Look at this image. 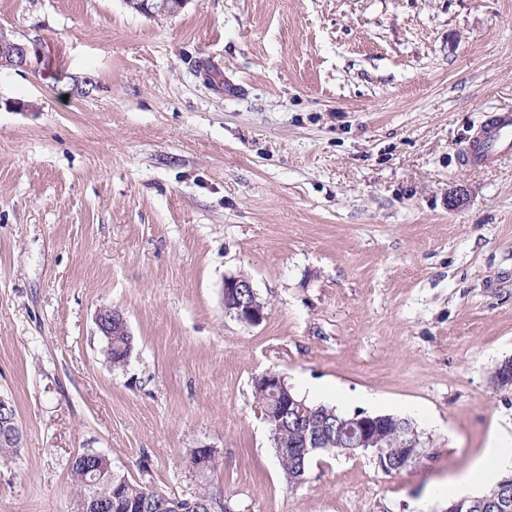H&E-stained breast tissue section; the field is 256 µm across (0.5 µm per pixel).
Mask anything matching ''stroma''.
Wrapping results in <instances>:
<instances>
[{
	"label": "stroma",
	"instance_id": "1",
	"mask_svg": "<svg viewBox=\"0 0 512 512\" xmlns=\"http://www.w3.org/2000/svg\"><path fill=\"white\" fill-rule=\"evenodd\" d=\"M0 28L40 49L0 70V394L23 431L0 512H72L87 450L230 512H441L430 487L512 424V155L461 159L512 105V0H0ZM240 274L259 325L224 311ZM270 371L409 419L427 460L319 453L290 485ZM190 0H127V3L140 13L148 16L179 14ZM95 324L100 336L105 340V353L109 362L116 368L124 367L128 358L129 336H132L124 314L115 308H100L95 315ZM113 328L118 330L114 336H112ZM120 333L122 335H118Z\"/></svg>",
	"mask_w": 512,
	"mask_h": 512
}]
</instances>
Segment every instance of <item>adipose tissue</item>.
<instances>
[{
    "instance_id": "obj_1",
    "label": "adipose tissue",
    "mask_w": 512,
    "mask_h": 512,
    "mask_svg": "<svg viewBox=\"0 0 512 512\" xmlns=\"http://www.w3.org/2000/svg\"><path fill=\"white\" fill-rule=\"evenodd\" d=\"M512 469V435L493 431L468 469L446 485V490L456 497L472 495L494 486L504 472Z\"/></svg>"
}]
</instances>
